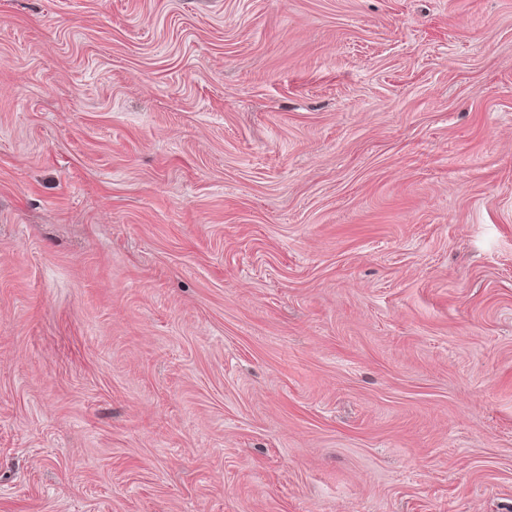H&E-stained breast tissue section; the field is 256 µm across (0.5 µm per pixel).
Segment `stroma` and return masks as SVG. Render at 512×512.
Listing matches in <instances>:
<instances>
[{
	"label": "stroma",
	"instance_id": "1",
	"mask_svg": "<svg viewBox=\"0 0 512 512\" xmlns=\"http://www.w3.org/2000/svg\"><path fill=\"white\" fill-rule=\"evenodd\" d=\"M0 512H512V0H0Z\"/></svg>",
	"mask_w": 512,
	"mask_h": 512
}]
</instances>
